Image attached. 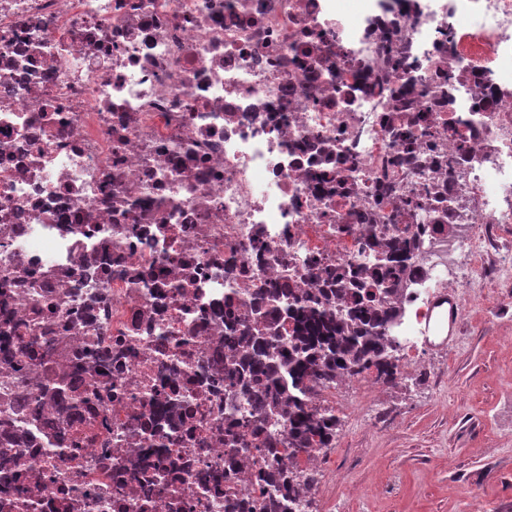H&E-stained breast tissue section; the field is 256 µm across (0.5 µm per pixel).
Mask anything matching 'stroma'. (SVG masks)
Listing matches in <instances>:
<instances>
[{"label":"stroma","instance_id":"1","mask_svg":"<svg viewBox=\"0 0 512 512\" xmlns=\"http://www.w3.org/2000/svg\"><path fill=\"white\" fill-rule=\"evenodd\" d=\"M414 361L396 383L342 391L308 512H512V281Z\"/></svg>","mask_w":512,"mask_h":512}]
</instances>
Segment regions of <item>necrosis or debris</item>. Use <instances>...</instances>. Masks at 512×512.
<instances>
[{"label":"necrosis or debris","instance_id":"4bbe7bcc","mask_svg":"<svg viewBox=\"0 0 512 512\" xmlns=\"http://www.w3.org/2000/svg\"><path fill=\"white\" fill-rule=\"evenodd\" d=\"M406 224L389 335L512 275V0H0V337H46L65 376L112 352L69 419L20 408L43 368L0 354V512L265 500L270 461L224 447L225 303L314 293Z\"/></svg>","mask_w":512,"mask_h":512}]
</instances>
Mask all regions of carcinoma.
<instances>
[{
  "label": "carcinoma",
  "mask_w": 512,
  "mask_h": 512,
  "mask_svg": "<svg viewBox=\"0 0 512 512\" xmlns=\"http://www.w3.org/2000/svg\"><path fill=\"white\" fill-rule=\"evenodd\" d=\"M413 228L392 237L376 251L368 268L353 273L336 272L335 281L348 294L345 305L333 307L328 299L301 300L289 288H262L267 309L255 321L239 320L232 309L224 322L234 340L248 349L245 363L224 367L225 388L238 392L255 413L250 425L265 435V457L278 453L277 427L288 420V459L336 438L338 418L328 408L309 403L315 384L334 382L366 372L384 383L398 380L401 343L384 335L391 315L386 296L401 279L405 263L418 250ZM59 412L80 404L77 391L58 392ZM315 476H272L269 497L274 512H306L307 494Z\"/></svg>",
  "instance_id": "obj_1"
}]
</instances>
